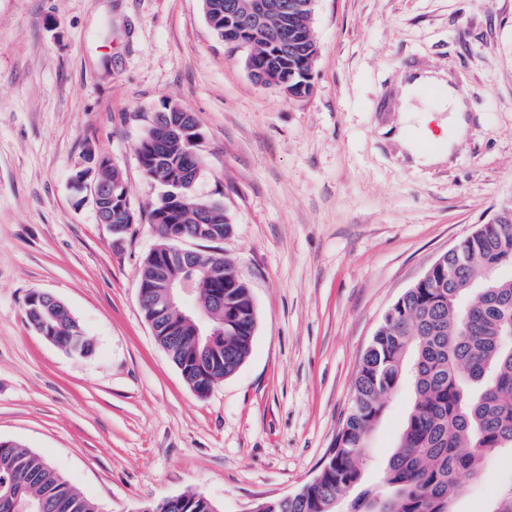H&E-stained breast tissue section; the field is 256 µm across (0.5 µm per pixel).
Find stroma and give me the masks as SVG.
<instances>
[{"instance_id": "obj_1", "label": "stroma", "mask_w": 512, "mask_h": 512, "mask_svg": "<svg viewBox=\"0 0 512 512\" xmlns=\"http://www.w3.org/2000/svg\"><path fill=\"white\" fill-rule=\"evenodd\" d=\"M313 91L256 85L205 22L201 0H0V441L45 457L101 512L192 492L251 512L319 472L388 309L435 259L512 200V0H315ZM463 90L467 133L413 167L387 128L398 77ZM172 102L193 113L192 188L232 225L195 251L250 285L248 361L197 395L157 344L139 272L158 242L163 188L135 145ZM124 175L135 222L99 223L72 180L85 154ZM54 295L89 337L76 357L28 322ZM410 388L369 437L364 483L397 443ZM512 451L463 480L452 512H489Z\"/></svg>"}]
</instances>
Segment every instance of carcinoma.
<instances>
[{
    "label": "carcinoma",
    "mask_w": 512,
    "mask_h": 512,
    "mask_svg": "<svg viewBox=\"0 0 512 512\" xmlns=\"http://www.w3.org/2000/svg\"><path fill=\"white\" fill-rule=\"evenodd\" d=\"M296 2L293 15L253 28L238 27L216 8L224 0H202V9L217 37L246 47L251 70L267 72L277 84L288 82L292 97L304 98L312 91L319 47L311 26L313 0ZM284 27L298 32V52L279 47ZM197 138L195 130L160 143L150 129L136 146L144 173L165 187L150 212L159 237L152 250L157 258L145 259L140 271L149 295L156 293L150 287L156 266L168 260L181 229H212L221 239L231 230L221 205L196 198L192 184L177 182L190 167L197 174L202 170L200 157L189 158ZM98 176L112 184V195L100 202L112 224H133L134 216L123 207L129 199L121 169L110 164ZM196 263L223 274L224 310L213 312L212 325L224 340L210 351L211 365L198 364L193 328L178 315H157L152 327L186 383L205 396L214 381L233 375L249 358L256 311L232 259L199 254ZM503 265L512 266V205L465 239L458 253L445 257L426 283L408 289L391 306L360 361L348 413L320 473L289 499L258 502L259 512H451L461 477L476 474L493 452L512 449V343L506 339L512 328V279L491 276ZM478 281L485 287L472 289ZM472 290L474 301L467 299ZM35 297L26 302L28 322L68 349L71 339L83 334L81 327L63 307L46 308ZM406 382L412 391L409 412L380 489L360 491L345 509V495L363 481L368 435L382 419L388 398ZM163 503L161 512H215L212 502L190 492ZM0 512H100V507L40 455L0 441Z\"/></svg>",
    "instance_id": "cac0c4a2"
}]
</instances>
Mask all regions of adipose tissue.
Segmentation results:
<instances>
[{
	"label": "adipose tissue",
	"mask_w": 512,
	"mask_h": 512,
	"mask_svg": "<svg viewBox=\"0 0 512 512\" xmlns=\"http://www.w3.org/2000/svg\"><path fill=\"white\" fill-rule=\"evenodd\" d=\"M432 72L426 71L418 76H401L397 82V95L400 102L399 114L394 122V136L401 153L410 157L412 162L421 166H431L445 162V151L431 152L418 144L420 135L429 134L430 122H437L443 132V138L450 147L462 141L467 122L465 117V96L457 89H449L446 98L437 104L435 114L424 113L420 109V89L422 85L435 82Z\"/></svg>",
	"instance_id": "ef3b65f1"
}]
</instances>
